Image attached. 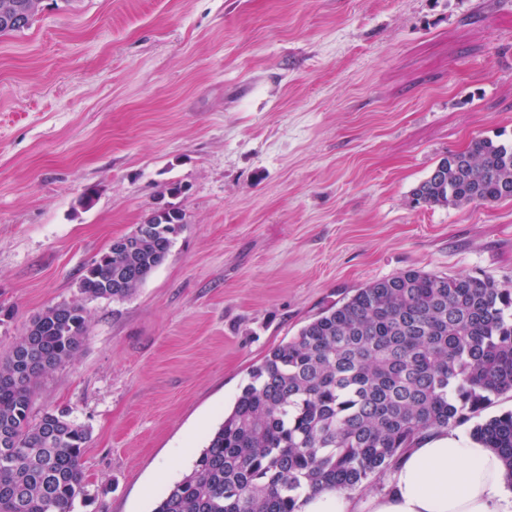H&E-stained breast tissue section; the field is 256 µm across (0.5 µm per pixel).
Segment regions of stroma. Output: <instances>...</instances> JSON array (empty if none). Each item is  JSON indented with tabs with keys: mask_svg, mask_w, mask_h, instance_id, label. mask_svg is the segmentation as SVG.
I'll return each mask as SVG.
<instances>
[{
	"mask_svg": "<svg viewBox=\"0 0 512 512\" xmlns=\"http://www.w3.org/2000/svg\"><path fill=\"white\" fill-rule=\"evenodd\" d=\"M476 138L512 142V0H72L0 36V355L82 302L87 339L32 409L91 430L76 512H152L250 371L357 288L512 289V199L411 203ZM165 204L163 264L82 298Z\"/></svg>",
	"mask_w": 512,
	"mask_h": 512,
	"instance_id": "1",
	"label": "stroma"
}]
</instances>
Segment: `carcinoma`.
Returning a JSON list of instances; mask_svg holds the SVG:
<instances>
[{
	"instance_id": "cac0c4a2",
	"label": "carcinoma",
	"mask_w": 512,
	"mask_h": 512,
	"mask_svg": "<svg viewBox=\"0 0 512 512\" xmlns=\"http://www.w3.org/2000/svg\"><path fill=\"white\" fill-rule=\"evenodd\" d=\"M30 0H0V35ZM512 199V143L476 138L440 160L416 206ZM182 212L165 206L85 268L86 298L129 297L167 258ZM84 306L36 317L0 357V512H75L85 496L87 426L66 411L32 418L41 381L71 362ZM512 391V292L478 276L406 270L373 281L303 325L254 368L192 468L152 512H301L302 496L368 485L431 430L479 416ZM512 487V411L471 428Z\"/></svg>"
}]
</instances>
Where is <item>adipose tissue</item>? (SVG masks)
I'll use <instances>...</instances> for the list:
<instances>
[{
	"mask_svg": "<svg viewBox=\"0 0 512 512\" xmlns=\"http://www.w3.org/2000/svg\"><path fill=\"white\" fill-rule=\"evenodd\" d=\"M501 458L451 429L416 441L392 469L384 494L358 500L326 490L302 498L301 512H512Z\"/></svg>",
	"mask_w": 512,
	"mask_h": 512,
	"instance_id": "ef3b65f1",
	"label": "adipose tissue"
}]
</instances>
